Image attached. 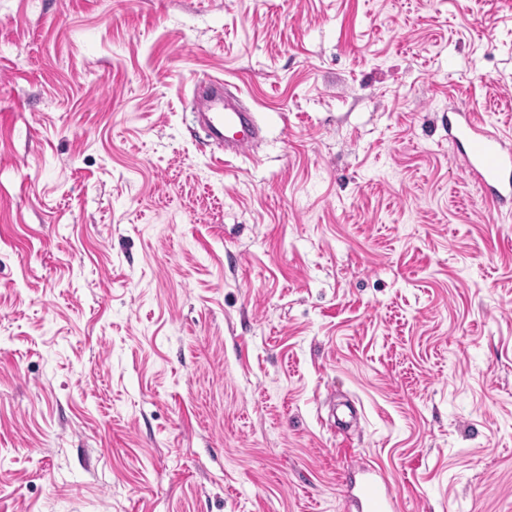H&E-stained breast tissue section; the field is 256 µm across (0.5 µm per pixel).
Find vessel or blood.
I'll use <instances>...</instances> for the list:
<instances>
[{
    "mask_svg": "<svg viewBox=\"0 0 512 512\" xmlns=\"http://www.w3.org/2000/svg\"><path fill=\"white\" fill-rule=\"evenodd\" d=\"M205 122L224 142V152L241 156L251 152L262 129L250 108L240 100L214 101ZM448 137L463 147V171L475 181L494 207L512 200V136L487 123L478 113L454 109L448 118ZM357 512H393L395 495L385 476L369 471L350 490Z\"/></svg>",
    "mask_w": 512,
    "mask_h": 512,
    "instance_id": "vessel-or-blood-1",
    "label": "vessel or blood"
}]
</instances>
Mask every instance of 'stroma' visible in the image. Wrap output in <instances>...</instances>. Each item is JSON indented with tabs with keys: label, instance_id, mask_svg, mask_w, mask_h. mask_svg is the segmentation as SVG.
<instances>
[{
	"label": "stroma",
	"instance_id": "stroma-1",
	"mask_svg": "<svg viewBox=\"0 0 512 512\" xmlns=\"http://www.w3.org/2000/svg\"><path fill=\"white\" fill-rule=\"evenodd\" d=\"M263 127L225 160L206 78ZM512 0H0V512H512ZM448 113V137L463 147L465 175L483 190L497 209L512 200L511 137L478 113L456 108ZM349 488V497L358 512L394 511L393 489L380 471H369L359 484L354 483Z\"/></svg>",
	"mask_w": 512,
	"mask_h": 512
}]
</instances>
